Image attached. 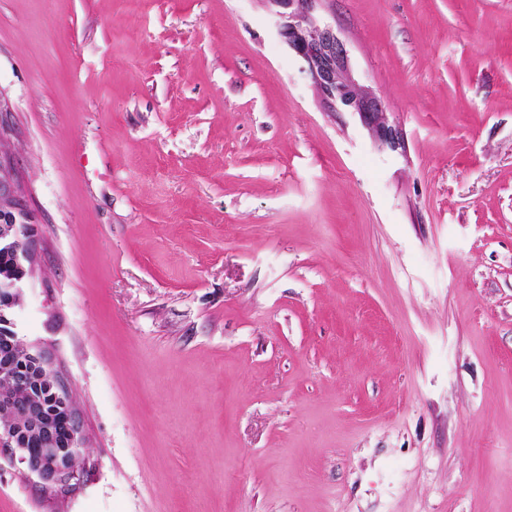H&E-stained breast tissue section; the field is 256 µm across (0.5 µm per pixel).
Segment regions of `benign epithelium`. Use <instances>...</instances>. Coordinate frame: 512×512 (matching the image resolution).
I'll return each mask as SVG.
<instances>
[{"label": "benign epithelium", "instance_id": "7a95c632", "mask_svg": "<svg viewBox=\"0 0 512 512\" xmlns=\"http://www.w3.org/2000/svg\"><path fill=\"white\" fill-rule=\"evenodd\" d=\"M282 19L278 33L303 62L302 71L320 96L336 112H357L381 142L395 149V129L388 125L376 97L349 74L347 52L333 28L311 16L315 0H265ZM9 102L0 97V247L12 249L24 275L0 279V303L21 304L23 288L32 280L38 263V219L28 207L16 177L15 152L10 140ZM52 388L62 402L71 398L68 379L55 365V353L41 345L25 346L6 333L0 337V451L22 466L26 478L52 499H63L83 485L86 468L75 460L83 457L87 436L79 412L69 431L67 447H57V432L46 419L37 397L39 383ZM30 434L39 437L40 448L25 447Z\"/></svg>", "mask_w": 512, "mask_h": 512}]
</instances>
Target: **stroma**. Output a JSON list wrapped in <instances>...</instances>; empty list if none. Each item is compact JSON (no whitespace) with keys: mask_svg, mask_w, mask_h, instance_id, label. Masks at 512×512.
<instances>
[{"mask_svg":"<svg viewBox=\"0 0 512 512\" xmlns=\"http://www.w3.org/2000/svg\"><path fill=\"white\" fill-rule=\"evenodd\" d=\"M402 135L264 0H0L39 219L12 317L88 477L0 512H512V0H316ZM316 0H265L283 20L278 33L303 62L302 71L320 96L336 112H357L391 149L399 145L395 129L388 125L384 108L375 96L349 74L347 52L333 28L311 16Z\"/></svg>","mask_w":512,"mask_h":512,"instance_id":"obj_1","label":"stroma"}]
</instances>
